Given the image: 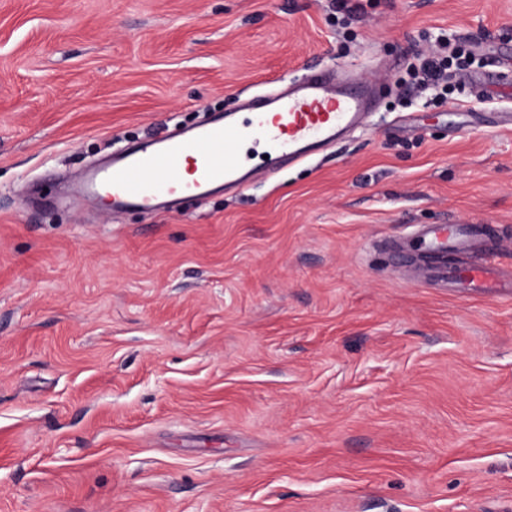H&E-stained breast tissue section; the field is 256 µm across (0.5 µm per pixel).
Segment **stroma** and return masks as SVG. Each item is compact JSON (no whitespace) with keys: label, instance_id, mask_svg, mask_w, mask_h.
I'll list each match as a JSON object with an SVG mask.
<instances>
[{"label":"stroma","instance_id":"obj_1","mask_svg":"<svg viewBox=\"0 0 512 512\" xmlns=\"http://www.w3.org/2000/svg\"><path fill=\"white\" fill-rule=\"evenodd\" d=\"M467 49L446 86L408 64ZM512 0H0V512H512V294L421 285L414 228L512 269ZM380 92L305 161L154 213L126 144L311 69Z\"/></svg>","mask_w":512,"mask_h":512}]
</instances>
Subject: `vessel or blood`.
<instances>
[{
	"instance_id": "vessel-or-blood-1",
	"label": "vessel or blood",
	"mask_w": 512,
	"mask_h": 512,
	"mask_svg": "<svg viewBox=\"0 0 512 512\" xmlns=\"http://www.w3.org/2000/svg\"><path fill=\"white\" fill-rule=\"evenodd\" d=\"M245 109L243 118L213 119L193 136L165 137L159 144L129 149L121 162L92 171L88 190L106 192L116 208L150 209L160 195L174 201L195 196L212 184H232L246 165L248 147H264L273 164L303 156L358 126L372 103L359 88L337 87L327 74L316 73L288 90L248 101ZM184 166L191 168L192 180L178 177ZM420 240L418 277L465 292L512 288V275H499L480 225L429 226L421 230Z\"/></svg>"
}]
</instances>
